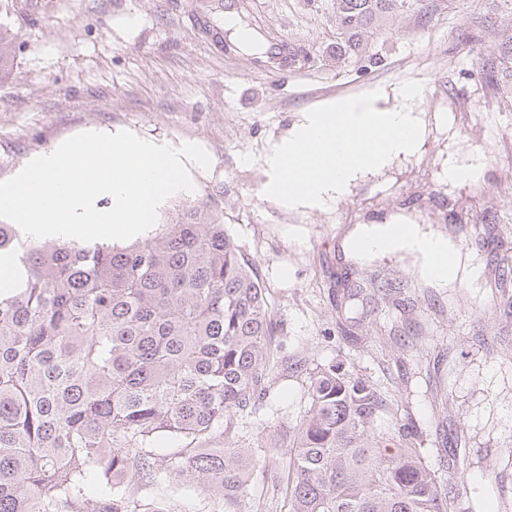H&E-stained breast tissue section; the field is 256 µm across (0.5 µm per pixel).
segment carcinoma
<instances>
[{
  "mask_svg": "<svg viewBox=\"0 0 512 512\" xmlns=\"http://www.w3.org/2000/svg\"><path fill=\"white\" fill-rule=\"evenodd\" d=\"M414 4L309 0L334 15L336 60L370 65L378 35ZM14 40L0 23V76ZM480 78L512 99V66ZM1 255L16 266L0 292V512H134L126 486L148 492L161 474L240 512L250 460L231 444L234 418L261 403L277 364L264 289L219 213L182 204L127 246L23 241L0 224ZM308 380L290 455L268 469L289 512H448L414 427H377L384 392L341 362ZM221 436L224 447H202ZM160 440L193 447L157 455Z\"/></svg>",
  "mask_w": 512,
  "mask_h": 512,
  "instance_id": "carcinoma-1",
  "label": "carcinoma"
}]
</instances>
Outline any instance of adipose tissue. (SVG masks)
I'll return each mask as SVG.
<instances>
[{"label": "adipose tissue", "instance_id": "1", "mask_svg": "<svg viewBox=\"0 0 512 512\" xmlns=\"http://www.w3.org/2000/svg\"><path fill=\"white\" fill-rule=\"evenodd\" d=\"M344 246L351 257L362 261L385 254L410 258L420 279L435 288H453L464 282L474 285L481 276L480 267L470 265L461 246L452 237L424 230L418 224L407 225L402 235L392 224H359L349 232ZM432 250L452 254V266L434 270L428 257Z\"/></svg>", "mask_w": 512, "mask_h": 512}]
</instances>
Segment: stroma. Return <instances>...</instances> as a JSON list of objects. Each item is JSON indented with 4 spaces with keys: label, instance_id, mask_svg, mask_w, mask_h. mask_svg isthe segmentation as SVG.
<instances>
[{
    "label": "stroma",
    "instance_id": "1",
    "mask_svg": "<svg viewBox=\"0 0 512 512\" xmlns=\"http://www.w3.org/2000/svg\"><path fill=\"white\" fill-rule=\"evenodd\" d=\"M437 4L380 36L384 60L291 67L282 45L321 55L331 13L307 0H0L16 35L0 80V181L85 131L128 130L201 145L191 201L224 215V230L257 275L279 366L234 442L259 465L286 459L288 432L309 407L308 373L331 360L386 393L385 425H415L427 464L458 512H512V110L479 72L498 64L503 10L489 0ZM415 85L419 95H405ZM409 109L417 150L359 176L342 196L289 207L264 196L266 159L315 107L368 92ZM481 164L452 182V164ZM415 217L454 237L483 268L478 288L429 287L409 260L360 264L344 251L357 224ZM169 512H224L195 482L158 477Z\"/></svg>",
    "mask_w": 512,
    "mask_h": 512
}]
</instances>
